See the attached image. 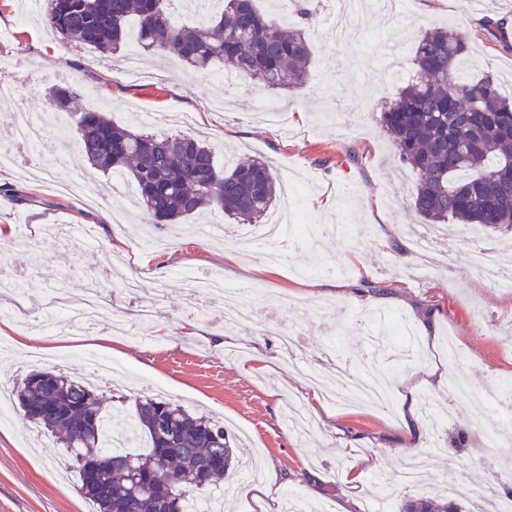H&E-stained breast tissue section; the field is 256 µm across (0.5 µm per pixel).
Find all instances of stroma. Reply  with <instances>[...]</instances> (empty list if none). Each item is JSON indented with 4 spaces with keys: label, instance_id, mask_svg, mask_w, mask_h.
<instances>
[{
    "label": "stroma",
    "instance_id": "stroma-1",
    "mask_svg": "<svg viewBox=\"0 0 512 512\" xmlns=\"http://www.w3.org/2000/svg\"><path fill=\"white\" fill-rule=\"evenodd\" d=\"M45 8L46 0H0V63L19 83L16 96L0 104V133L21 108L69 129L35 152L14 147L15 163L0 167V184L32 194L22 204L0 197V226L8 229L0 239V278L41 298L47 316L59 289L79 296L94 283L116 299L127 331L104 358L144 381V395L223 420L260 470L278 472L276 487L254 512H285L291 492L304 512H384L386 498L425 496L461 473L503 500L512 489V451L485 447L483 436L512 435V415L494 400L498 385L512 381V291L473 269L460 233H428L411 205L416 175L400 164L380 112L412 73L421 31L434 25L469 39V77H492L512 97V32L500 26L512 17V0H485L479 13L469 0H397L390 16L370 6L350 44L330 37L327 4L319 0L307 29L310 79L301 90L276 92L228 69L212 81L132 42L124 53L136 56L139 75L130 78L124 60L48 34ZM489 19L498 21L495 31L486 30ZM65 84L77 92L68 112L51 99L52 88ZM267 99L279 111L265 118L257 107ZM82 112H103L116 125L158 135L202 136L222 166L244 155L265 158L280 179L295 175L303 186L293 200L277 198L275 212L313 225L362 224L367 233L356 240L326 236L315 252L288 241L280 246L281 264L267 272L265 246L252 240L251 225L232 223L216 209L187 218L177 245L158 248L157 239L173 231L147 222L130 179L117 192L97 175L91 201L63 191L86 167L74 134ZM117 236L126 241L119 249L112 246ZM228 249L236 250L237 264H225ZM317 262L326 273L299 276ZM185 270L222 277L223 292L188 298ZM130 276L140 281L131 295L122 290ZM159 280L166 300L153 322L140 323L136 313L153 302ZM368 281L384 286V294L364 293ZM238 296L253 304L262 325L295 329L302 346L295 360L279 359V339L262 325L225 327L224 307ZM91 347L82 333H70L54 356L0 361V383L36 367L78 371V356ZM258 355L265 369L244 373L242 363ZM315 363L340 385L354 374L381 381L395 397L412 388L422 447L408 451L397 400L313 409L305 373ZM417 456L430 477L415 490L404 475ZM61 458L55 440L22 427L18 414L0 419V512H88L75 489L78 474L61 470ZM350 473L356 486L344 481Z\"/></svg>",
    "mask_w": 512,
    "mask_h": 512
}]
</instances>
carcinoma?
Returning a JSON list of instances; mask_svg holds the SVG:
<instances>
[{
	"mask_svg": "<svg viewBox=\"0 0 512 512\" xmlns=\"http://www.w3.org/2000/svg\"><path fill=\"white\" fill-rule=\"evenodd\" d=\"M223 10L194 25L175 22L169 0H47L45 24L60 39L117 52L135 24L145 52L177 57L207 75L225 67L269 89L300 88L313 51L307 26L311 0H292L298 22L285 28L256 0H223ZM467 43L432 27L414 49L413 77L385 104L380 119L400 162L419 175L412 205L426 224H481L512 231V99L490 78L469 80L459 63ZM60 110L75 97L52 89ZM82 160L103 173L128 176L138 208L153 224H176L204 209H220L244 224L262 218L283 189L269 161L240 159L219 167L212 150L185 134L157 136L116 126L103 112L82 113L76 128ZM23 423L58 437L78 475V494L93 512H186L198 490L229 481L247 462L226 439L224 424L158 397L136 398L134 426L148 441L142 452L103 447L112 418L95 390L62 372L30 370L14 385ZM456 495L439 488L408 499L400 512H458Z\"/></svg>",
	"mask_w": 512,
	"mask_h": 512,
	"instance_id": "obj_1",
	"label": "carcinoma"
}]
</instances>
